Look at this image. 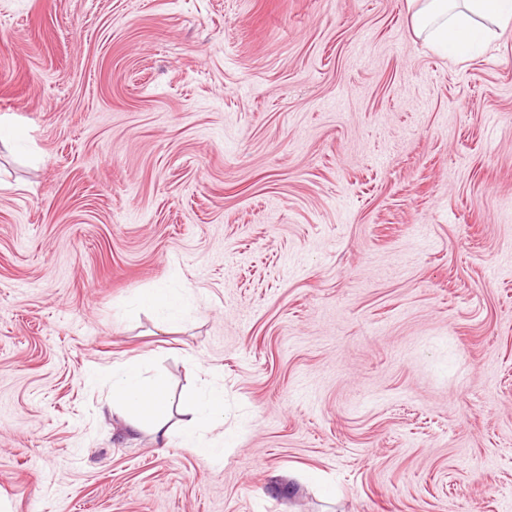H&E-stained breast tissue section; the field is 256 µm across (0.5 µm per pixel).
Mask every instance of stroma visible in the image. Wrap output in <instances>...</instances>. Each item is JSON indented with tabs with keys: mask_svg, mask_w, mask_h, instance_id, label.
<instances>
[{
	"mask_svg": "<svg viewBox=\"0 0 512 512\" xmlns=\"http://www.w3.org/2000/svg\"><path fill=\"white\" fill-rule=\"evenodd\" d=\"M0 130V512H512V26L0 0ZM132 357L223 449L129 431ZM143 302L150 307L165 311L170 319H175L179 312V298L170 294L167 288H153L143 296ZM181 411L183 415L188 417L181 432L183 446L196 448L197 451L203 453H213L217 448H199L195 422L200 418H208L214 422L216 427H224L223 394L212 393L207 397H200L194 393H189L181 401Z\"/></svg>",
	"mask_w": 512,
	"mask_h": 512,
	"instance_id": "stroma-1",
	"label": "stroma"
}]
</instances>
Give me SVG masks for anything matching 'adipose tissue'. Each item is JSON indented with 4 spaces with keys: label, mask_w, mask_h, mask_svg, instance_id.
<instances>
[{
    "label": "adipose tissue",
    "mask_w": 512,
    "mask_h": 512,
    "mask_svg": "<svg viewBox=\"0 0 512 512\" xmlns=\"http://www.w3.org/2000/svg\"><path fill=\"white\" fill-rule=\"evenodd\" d=\"M411 28L415 36L431 42L449 58L463 62L489 34L491 27L512 23V0H408ZM112 407L121 412L131 430L150 426L157 435L167 436V396L161 378H146L135 363L127 362L113 373ZM187 421L181 436L184 447L197 445L195 423L211 419L224 424V396L201 397L190 393L181 401Z\"/></svg>",
    "instance_id": "obj_1"
}]
</instances>
